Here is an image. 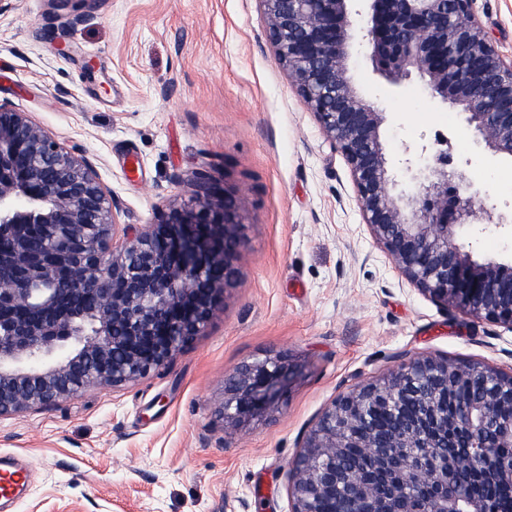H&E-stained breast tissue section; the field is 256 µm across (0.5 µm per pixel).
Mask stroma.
I'll list each match as a JSON object with an SVG mask.
<instances>
[{
  "label": "stroma",
  "mask_w": 512,
  "mask_h": 512,
  "mask_svg": "<svg viewBox=\"0 0 512 512\" xmlns=\"http://www.w3.org/2000/svg\"><path fill=\"white\" fill-rule=\"evenodd\" d=\"M49 0L0 13V99L95 167L120 223L147 224L176 176L225 185L245 217L236 288L174 362L0 419V455L27 458L14 512H289L286 469L303 433L350 385L405 353L512 368V331L444 309L394 269L364 224L350 168L269 40L259 0ZM472 12L512 61V0ZM351 72L385 112L391 165L442 144L493 203L512 160L476 146L419 82L393 85L356 48ZM304 365L284 400L225 433L214 410L241 361Z\"/></svg>",
  "instance_id": "obj_1"
}]
</instances>
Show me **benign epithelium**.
<instances>
[{"label":"benign epithelium","mask_w":512,"mask_h":512,"mask_svg":"<svg viewBox=\"0 0 512 512\" xmlns=\"http://www.w3.org/2000/svg\"><path fill=\"white\" fill-rule=\"evenodd\" d=\"M269 39L326 136L345 157L370 234L433 303L512 331V262L458 243L465 224L512 225L467 180L469 160L409 153L397 171L381 139L384 112L348 68L361 27L377 70L417 78L456 109L474 140L512 159V62L472 0H259ZM181 194L151 224L116 222L93 166L26 112L0 100V418L44 409L101 385L120 388L172 363L204 334L238 280L244 218L225 187L176 178ZM95 300L93 307L84 299ZM302 364L244 361L224 382V430L273 408ZM452 399L451 424L439 405ZM404 404L413 413L394 408ZM391 414L379 427L372 410ZM512 447V373L482 362L410 356L342 394L288 464L290 512H487L448 492L452 477L512 483L496 452ZM361 448L367 472L346 449Z\"/></svg>","instance_id":"7a95c632"}]
</instances>
